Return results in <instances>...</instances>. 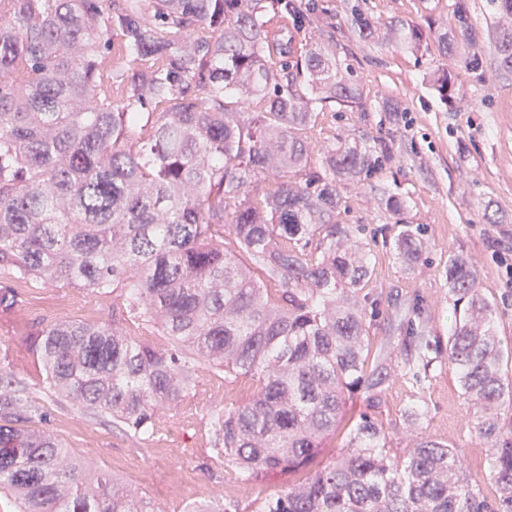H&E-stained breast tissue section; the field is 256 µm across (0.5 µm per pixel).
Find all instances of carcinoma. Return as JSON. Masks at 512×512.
Instances as JSON below:
<instances>
[{
  "mask_svg": "<svg viewBox=\"0 0 512 512\" xmlns=\"http://www.w3.org/2000/svg\"><path fill=\"white\" fill-rule=\"evenodd\" d=\"M318 38L270 41L268 11ZM348 24L362 41L398 39L357 3ZM333 23L319 0H0V272L91 292L118 289L152 324L57 321L30 336L43 389L78 410L154 435L158 410L183 402L199 367L246 380L249 395L211 413L215 457L238 479L309 465L344 428L336 460L266 500L259 512H512V382L494 305L465 257H448L455 323L448 369L477 412L489 448L484 496L461 451L417 435L391 454L375 418L389 381L368 365L377 302L359 228L331 222L337 179H370L393 159L382 140L339 139L324 168H309L304 135L315 109L359 104L363 91L336 60ZM123 68L101 62L113 41ZM264 174L273 186L248 193ZM416 262L423 238L408 224L391 237ZM404 361L442 354L426 326L411 329ZM364 390L367 411L344 419ZM51 407L0 361V488L15 512H159L106 471L70 457L63 440L22 424ZM408 426L426 409L412 404Z\"/></svg>",
  "mask_w": 512,
  "mask_h": 512,
  "instance_id": "cac0c4a2",
  "label": "carcinoma"
}]
</instances>
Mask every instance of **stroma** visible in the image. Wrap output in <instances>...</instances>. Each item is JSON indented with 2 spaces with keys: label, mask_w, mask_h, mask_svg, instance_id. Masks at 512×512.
<instances>
[{
  "label": "stroma",
  "mask_w": 512,
  "mask_h": 512,
  "mask_svg": "<svg viewBox=\"0 0 512 512\" xmlns=\"http://www.w3.org/2000/svg\"><path fill=\"white\" fill-rule=\"evenodd\" d=\"M336 26V56L351 67L363 90L361 103L330 104L306 133L310 164L321 167L327 148L340 139L381 137L391 141L393 160L363 183H344L336 221L359 224L372 250L373 276L368 293L381 294L380 314L370 330L371 353L384 357L390 378L379 420L396 456L406 455L415 436L403 427V411L424 403L425 435L460 448L470 473L485 495L494 489L485 479L488 450L480 444L468 417L471 410L446 363H433L412 377L401 364L407 324L426 320L431 335L447 340L454 325L448 295V258H469L480 286L495 307V328L503 348H512V288L503 277V261L512 262V69L500 56L498 38L506 23L496 0H466L469 28L462 31L454 0H359L373 22L410 24L427 36L418 52L399 43H362L345 21L346 0H321ZM447 33L448 52L440 54L436 37ZM478 58L479 65L465 67ZM447 69L452 102L443 105L429 85L435 70ZM402 198L405 209L392 214L379 204L385 194ZM420 225L427 243L416 263L397 259L385 245L381 225ZM15 305L0 310V358L27 385L35 402L48 397L41 367L27 339L57 320L129 321L117 294L90 293L73 287L11 278ZM240 383L226 382L199 369L185 405L160 413V428L144 440L119 424L81 413L68 403L52 404L48 431L90 466L110 471L146 494L161 512H184L188 503L230 502L239 512H258L262 503L287 490L295 476L276 473L266 480H236L231 465L210 450L211 412L241 401ZM49 402V401H48Z\"/></svg>",
  "instance_id": "stroma-1"
}]
</instances>
